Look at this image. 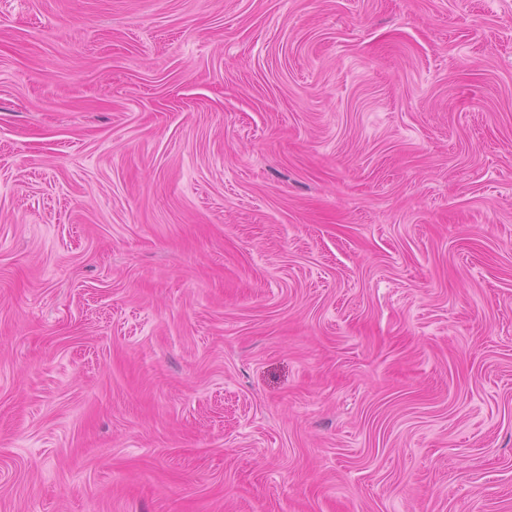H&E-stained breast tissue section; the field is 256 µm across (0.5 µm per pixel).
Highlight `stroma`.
I'll list each match as a JSON object with an SVG mask.
<instances>
[{
  "label": "stroma",
  "instance_id": "stroma-1",
  "mask_svg": "<svg viewBox=\"0 0 512 512\" xmlns=\"http://www.w3.org/2000/svg\"><path fill=\"white\" fill-rule=\"evenodd\" d=\"M0 512H512V0H0Z\"/></svg>",
  "mask_w": 512,
  "mask_h": 512
}]
</instances>
